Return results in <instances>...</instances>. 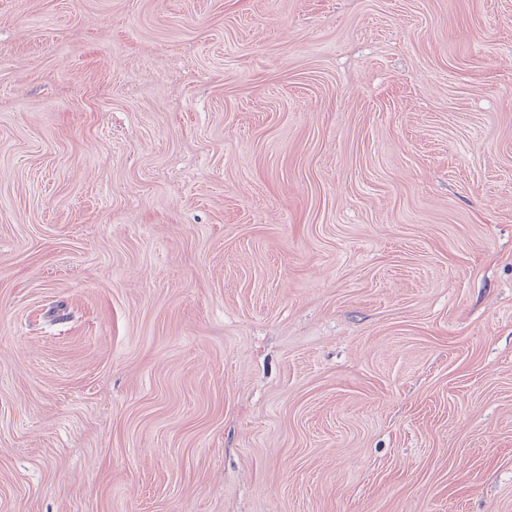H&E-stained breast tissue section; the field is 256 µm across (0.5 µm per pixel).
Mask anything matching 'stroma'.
I'll list each match as a JSON object with an SVG mask.
<instances>
[{
  "label": "stroma",
  "mask_w": 512,
  "mask_h": 512,
  "mask_svg": "<svg viewBox=\"0 0 512 512\" xmlns=\"http://www.w3.org/2000/svg\"><path fill=\"white\" fill-rule=\"evenodd\" d=\"M0 512H512V0H0Z\"/></svg>",
  "instance_id": "1"
}]
</instances>
